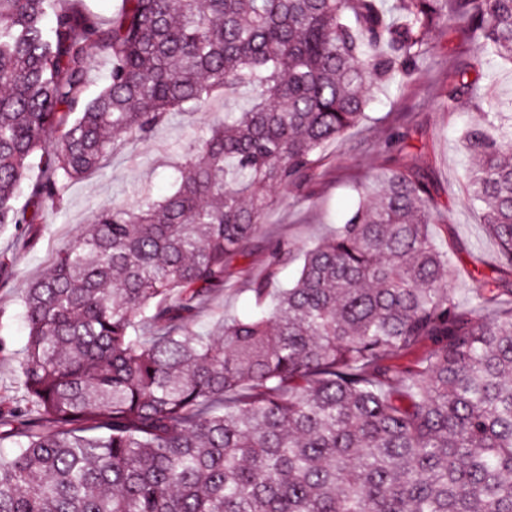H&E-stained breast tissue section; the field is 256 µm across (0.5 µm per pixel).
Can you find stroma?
Here are the masks:
<instances>
[{
  "instance_id": "35a3bbf8",
  "label": "stroma",
  "mask_w": 512,
  "mask_h": 512,
  "mask_svg": "<svg viewBox=\"0 0 512 512\" xmlns=\"http://www.w3.org/2000/svg\"><path fill=\"white\" fill-rule=\"evenodd\" d=\"M444 9L448 17L432 31L429 51L412 78L377 92L365 117L326 149L312 181L301 188L268 189L264 228L236 261L241 276L208 301L197 319V330H214L222 313L252 309L254 299L245 281L264 275L269 241H285L293 248L295 261L278 275L280 283L292 282L301 266L300 256L355 209L357 186L370 175L402 163L434 187L432 232L450 251L454 273L449 286L458 308H471L474 289L512 288V271L500 267L498 243L466 193L468 161L460 146L462 130L486 123L494 106L504 109L502 126L512 125V113L505 109L512 102V63L490 56L468 40L451 15L452 4L448 2ZM461 69L468 70L475 90L454 109H445L442 92ZM250 103V92L240 89L214 97L204 109L173 113L150 138L71 183L61 208L44 213L41 223L32 226L28 240L0 233V254L14 259L10 277L0 281V401H17L23 395L19 365L27 340L22 319L25 285L42 277L58 248L76 240L97 207L141 197L157 199L173 190L182 154L194 138L205 134L214 119ZM398 132L406 136L399 149L390 144Z\"/></svg>"
}]
</instances>
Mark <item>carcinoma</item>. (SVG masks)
Instances as JSON below:
<instances>
[{
    "instance_id": "cac0c4a2",
    "label": "carcinoma",
    "mask_w": 512,
    "mask_h": 512,
    "mask_svg": "<svg viewBox=\"0 0 512 512\" xmlns=\"http://www.w3.org/2000/svg\"><path fill=\"white\" fill-rule=\"evenodd\" d=\"M79 2L0 0L1 230L26 234L172 112L253 99L189 146L172 193L96 210L24 288L27 432L0 456V512H512V315L457 309L413 170L373 176L287 288L293 251L271 244L257 309L195 330L260 231L262 190L313 176L371 93L411 78L445 0H123L108 24ZM454 12L512 60V0ZM92 49L110 70L89 98ZM471 91L461 70L445 103ZM461 141L512 268V129Z\"/></svg>"
}]
</instances>
